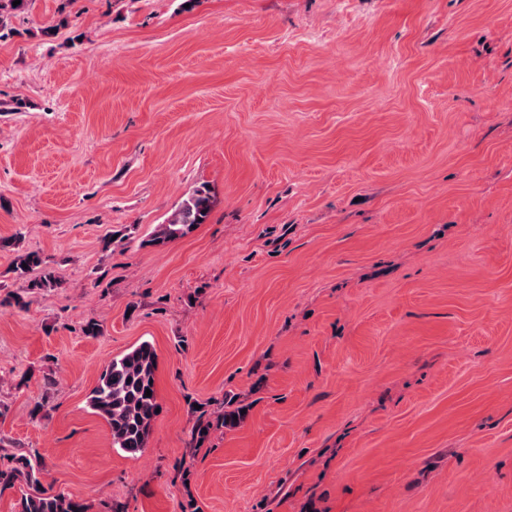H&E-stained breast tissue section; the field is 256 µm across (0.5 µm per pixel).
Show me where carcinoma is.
Returning a JSON list of instances; mask_svg holds the SVG:
<instances>
[{
	"label": "carcinoma",
	"instance_id": "obj_1",
	"mask_svg": "<svg viewBox=\"0 0 512 512\" xmlns=\"http://www.w3.org/2000/svg\"><path fill=\"white\" fill-rule=\"evenodd\" d=\"M28 0H0V38L8 36V20L25 9ZM215 198L203 184L186 197L167 221L155 227L147 240L151 246H162L183 238L198 225L206 223ZM12 272L20 279H29L28 289L55 288L58 279L48 261L37 251H27L13 262ZM157 354L154 346L144 341L127 353L114 357L103 367L95 387L90 392L88 405L109 428L112 447L136 454L147 447L151 423L159 408L155 389ZM151 396H146V391ZM245 406L236 397L224 398L223 409H199L192 431L194 447L201 448L216 431L238 427L246 418ZM20 488L15 512H89V505L69 495L46 488L38 477V470L24 455L10 457L0 466V490Z\"/></svg>",
	"mask_w": 512,
	"mask_h": 512
}]
</instances>
